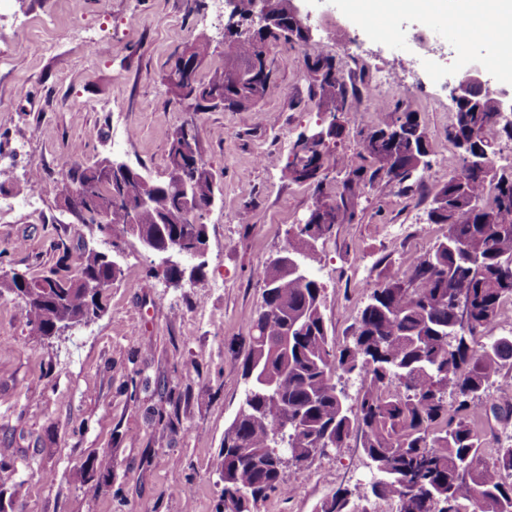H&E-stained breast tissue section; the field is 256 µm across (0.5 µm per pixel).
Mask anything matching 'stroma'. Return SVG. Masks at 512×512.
Segmentation results:
<instances>
[{"label": "stroma", "mask_w": 512, "mask_h": 512, "mask_svg": "<svg viewBox=\"0 0 512 512\" xmlns=\"http://www.w3.org/2000/svg\"><path fill=\"white\" fill-rule=\"evenodd\" d=\"M366 2L301 4L321 52L340 58L355 88L416 53L415 31H434L444 44L462 39L434 16L381 11L377 21L396 37L377 45L357 27L356 8ZM223 32L222 0H0V272L36 276L63 254L101 246L96 228L71 223L60 206L59 157L71 144L81 145L82 162L108 156L161 179L172 136L193 127L217 185L203 214L200 275L167 283L156 273L159 258L125 237L122 273L103 290L101 316L51 338L0 288V452L11 466L12 512H217L218 453L245 390L246 320L262 302L256 272L287 247L288 230L315 199L313 186L288 179L285 166L298 135L322 117L303 51L283 41L267 48L274 90L258 106L196 109L170 93L165 76L187 44L209 41V65L223 64ZM87 34L98 52L80 47ZM475 56L491 60L492 50L476 43L464 55L434 56L385 92L389 110L417 113L426 128L433 178L404 191L378 179L360 193L353 223L320 242L315 273L336 347L350 340L370 286L447 231L427 213L432 191L459 167L449 95ZM351 109L361 112L359 124L328 144L330 186L347 175L340 158L355 157L362 133L387 118L362 95ZM34 172L43 178L36 194L27 187ZM102 452L112 481L95 493L79 468ZM284 478L298 492L271 495L258 512H315L340 487L370 512H396L373 496L375 473L354 437L304 472L285 469Z\"/></svg>", "instance_id": "1"}]
</instances>
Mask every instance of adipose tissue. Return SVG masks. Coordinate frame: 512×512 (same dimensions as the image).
<instances>
[{
	"instance_id": "1",
	"label": "adipose tissue",
	"mask_w": 512,
	"mask_h": 512,
	"mask_svg": "<svg viewBox=\"0 0 512 512\" xmlns=\"http://www.w3.org/2000/svg\"><path fill=\"white\" fill-rule=\"evenodd\" d=\"M380 6L392 14L445 13L461 23L466 37L484 41L498 54L512 48V0H381Z\"/></svg>"
}]
</instances>
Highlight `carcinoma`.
<instances>
[{
  "instance_id": "obj_1",
  "label": "carcinoma",
  "mask_w": 512,
  "mask_h": 512,
  "mask_svg": "<svg viewBox=\"0 0 512 512\" xmlns=\"http://www.w3.org/2000/svg\"><path fill=\"white\" fill-rule=\"evenodd\" d=\"M285 39L299 46L312 68L322 71L317 108L336 96V75L342 67L324 56L317 43L305 42L288 23L267 29L265 43ZM203 96L198 106L216 107L213 93L222 95L224 108L241 107L240 99L252 93L227 65L211 67L197 77ZM496 103L483 95L480 112H456L448 127V140L458 149L460 168L470 148L486 154L504 130L495 119ZM398 127L395 152L376 153L371 134L359 143L358 157L366 165L352 166L356 178L369 172L368 181L388 177L394 155L419 147L420 121L414 112H390L378 131ZM110 162H72L65 178L81 183L101 179ZM307 183L316 196L336 201V219L316 225L318 234L332 233L335 224L355 219L354 189L323 190L328 165L326 150L302 156ZM295 161H287L291 167ZM199 173L202 201L211 192L213 174L202 155L193 161ZM157 205L141 212L138 235L151 238L162 232L183 233L176 178L153 182ZM447 198L446 212L434 223L447 232L432 249L417 256L403 276L394 275L372 288L351 340L340 350L332 345L322 311L323 286L313 274L302 281L285 264L271 261L261 266L262 304L248 318L250 336L241 362L245 381L243 401L224 433L217 471L224 480L222 504L226 512H257L270 494L290 495L295 484L285 483L276 462L273 437L285 431L282 448L288 456L310 461L327 440L341 447L352 434L360 435L361 448L377 479L375 497L391 500L396 512H512V436L498 448L491 463L477 455L479 420L512 421V403L490 400L488 390H508L504 381L512 370V331L490 336L474 347L476 337L498 317L504 301L512 300V172L497 176H467L465 185L456 175L435 190L433 199ZM121 270L111 267L95 248L84 249L74 270L51 268L39 276L14 271L3 285L14 294L27 292L29 283L55 292L25 303L28 322L51 318L70 323L86 316L99 304L88 299L79 277L103 284L116 280ZM361 381L356 409H351L337 389L336 372ZM453 387L454 399L444 395ZM82 481L100 488L112 478L106 455L87 459ZM315 512H368L351 504V492L337 488Z\"/></svg>"
}]
</instances>
